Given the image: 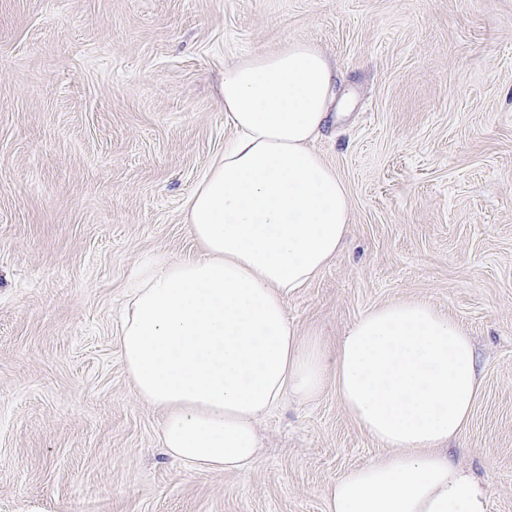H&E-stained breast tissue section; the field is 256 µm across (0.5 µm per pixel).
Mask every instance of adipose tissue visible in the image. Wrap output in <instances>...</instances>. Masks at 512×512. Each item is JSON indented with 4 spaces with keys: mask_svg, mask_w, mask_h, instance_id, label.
Masks as SVG:
<instances>
[{
    "mask_svg": "<svg viewBox=\"0 0 512 512\" xmlns=\"http://www.w3.org/2000/svg\"><path fill=\"white\" fill-rule=\"evenodd\" d=\"M335 76L304 40L225 68L234 136L183 208L201 252L154 258L140 273L116 333L122 364L186 470L250 468L259 421L286 397L315 400L331 374L345 409L390 453L342 473L327 512H488L486 488L441 451L480 390L457 320L427 301L386 302L331 358L289 319L288 295L336 258L350 222L346 184L311 148Z\"/></svg>",
    "mask_w": 512,
    "mask_h": 512,
    "instance_id": "adipose-tissue-1",
    "label": "adipose tissue"
}]
</instances>
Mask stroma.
<instances>
[{"label":"stroma","instance_id":"35a3bbf8","mask_svg":"<svg viewBox=\"0 0 512 512\" xmlns=\"http://www.w3.org/2000/svg\"><path fill=\"white\" fill-rule=\"evenodd\" d=\"M297 39L338 68L312 147L351 222L288 316L331 356L387 301L458 320L483 381L448 453L512 512V0H0V512H326L386 456L330 379L261 421L249 469L188 472L117 344L137 270L199 252L225 67Z\"/></svg>","mask_w":512,"mask_h":512}]
</instances>
